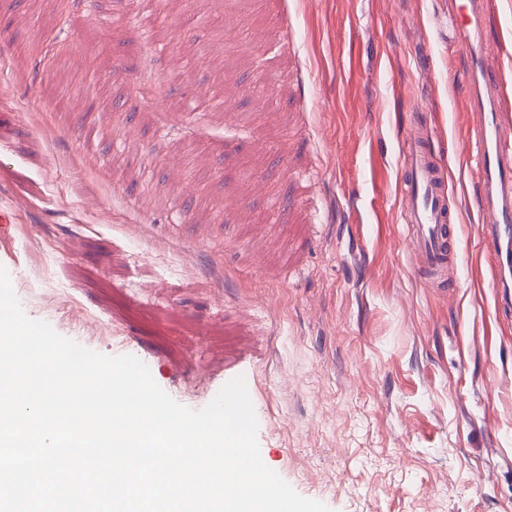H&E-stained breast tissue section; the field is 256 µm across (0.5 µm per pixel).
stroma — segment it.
<instances>
[{
    "label": "stroma",
    "mask_w": 512,
    "mask_h": 512,
    "mask_svg": "<svg viewBox=\"0 0 512 512\" xmlns=\"http://www.w3.org/2000/svg\"><path fill=\"white\" fill-rule=\"evenodd\" d=\"M452 3L0 0V267L24 312L193 410L249 379L264 463L331 512H512V308ZM205 89L223 120L166 110ZM417 128L448 173L440 286L401 217Z\"/></svg>",
    "instance_id": "1"
}]
</instances>
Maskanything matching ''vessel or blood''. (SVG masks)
<instances>
[{
  "instance_id": "b4317fda",
  "label": "vessel or blood",
  "mask_w": 512,
  "mask_h": 512,
  "mask_svg": "<svg viewBox=\"0 0 512 512\" xmlns=\"http://www.w3.org/2000/svg\"><path fill=\"white\" fill-rule=\"evenodd\" d=\"M490 4L491 0H458L454 18L459 28L460 49L471 60L470 135L478 147V201L485 218L484 240L494 252L493 276L506 288L512 286V143L503 140L501 132L506 123L512 122V114L504 110L500 78L489 75L484 65L481 32ZM404 152L408 248L425 280L437 283L446 274L454 255L444 171L419 136L406 140Z\"/></svg>"
}]
</instances>
